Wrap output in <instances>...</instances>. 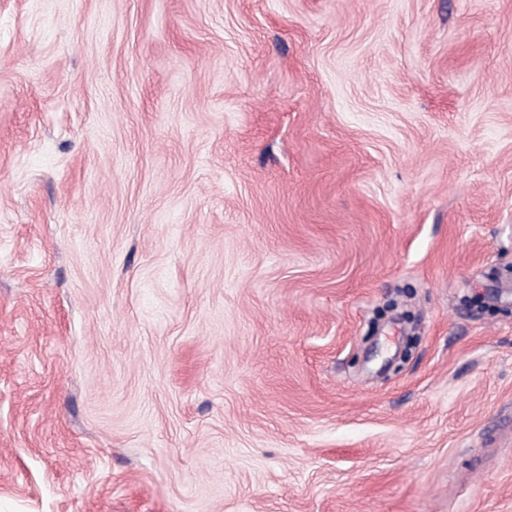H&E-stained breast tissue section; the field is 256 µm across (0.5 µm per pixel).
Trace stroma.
Wrapping results in <instances>:
<instances>
[{
	"label": "stroma",
	"instance_id": "35a3bbf8",
	"mask_svg": "<svg viewBox=\"0 0 512 512\" xmlns=\"http://www.w3.org/2000/svg\"><path fill=\"white\" fill-rule=\"evenodd\" d=\"M0 512H512V0H0Z\"/></svg>",
	"mask_w": 512,
	"mask_h": 512
}]
</instances>
